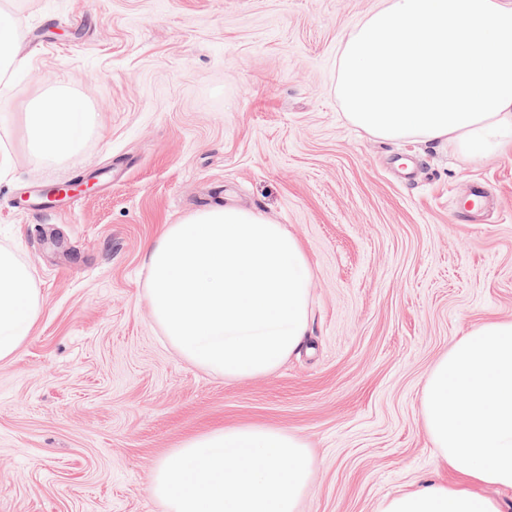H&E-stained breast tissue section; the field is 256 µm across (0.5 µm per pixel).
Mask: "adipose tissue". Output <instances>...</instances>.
<instances>
[{"label":"adipose tissue","instance_id":"1","mask_svg":"<svg viewBox=\"0 0 512 512\" xmlns=\"http://www.w3.org/2000/svg\"><path fill=\"white\" fill-rule=\"evenodd\" d=\"M20 27L0 11V77L28 62ZM25 123L35 159L76 152L91 118L63 87L37 93ZM146 297L168 343L197 368L239 380L273 373L303 346L313 269L296 236L263 212L233 205L165 225L146 251ZM41 313L30 270L0 249V361L27 341ZM421 416L440 466L432 481L384 497L378 512H505L512 491V320H490L455 340L430 369Z\"/></svg>","mask_w":512,"mask_h":512}]
</instances>
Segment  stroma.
Masks as SVG:
<instances>
[{"label":"stroma","mask_w":512,"mask_h":512,"mask_svg":"<svg viewBox=\"0 0 512 512\" xmlns=\"http://www.w3.org/2000/svg\"><path fill=\"white\" fill-rule=\"evenodd\" d=\"M380 0H0L29 55L0 81V248L41 314L0 362V512H165L158 462L194 434L260 421L310 445L301 512H378L450 483L420 413L434 362L512 320V150L383 141L336 96L341 41ZM63 85L92 115L82 148L35 161L24 106ZM93 177L59 210L31 192ZM482 183L477 223L455 199ZM232 203L298 237L313 267L305 345L273 374L201 371L146 298L163 225Z\"/></svg>","instance_id":"stroma-1"}]
</instances>
